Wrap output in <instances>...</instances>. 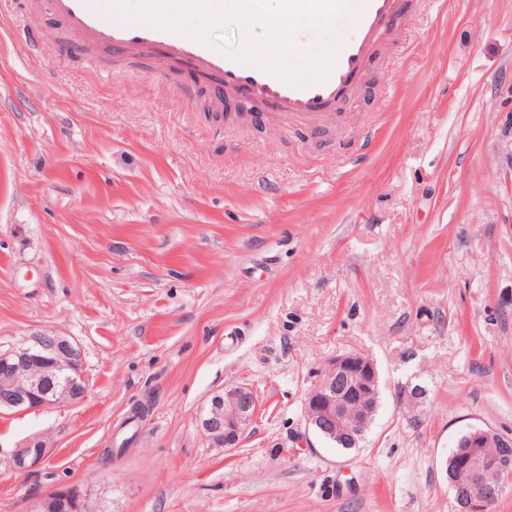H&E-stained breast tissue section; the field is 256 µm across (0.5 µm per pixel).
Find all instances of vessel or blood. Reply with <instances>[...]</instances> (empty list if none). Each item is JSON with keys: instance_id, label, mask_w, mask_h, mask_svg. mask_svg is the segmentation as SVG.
I'll return each mask as SVG.
<instances>
[{"instance_id": "1", "label": "vessel or blood", "mask_w": 512, "mask_h": 512, "mask_svg": "<svg viewBox=\"0 0 512 512\" xmlns=\"http://www.w3.org/2000/svg\"><path fill=\"white\" fill-rule=\"evenodd\" d=\"M358 3L360 14L344 37L326 80L300 87L258 66L238 63L213 45L122 18L104 0H45L47 8L67 26L66 52L88 59L100 50L120 57L151 52L166 66H188L209 79L215 93L225 96L236 111L259 109L312 125L336 112L378 52L404 39L400 21L411 11L412 0Z\"/></svg>"}]
</instances>
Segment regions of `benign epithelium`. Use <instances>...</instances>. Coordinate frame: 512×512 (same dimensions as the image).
I'll list each match as a JSON object with an SVG mask.
<instances>
[{"instance_id": "1", "label": "benign epithelium", "mask_w": 512, "mask_h": 512, "mask_svg": "<svg viewBox=\"0 0 512 512\" xmlns=\"http://www.w3.org/2000/svg\"><path fill=\"white\" fill-rule=\"evenodd\" d=\"M376 364L369 357L350 352L336 356L325 367L305 399L308 426L325 437L355 442L369 427L378 405ZM86 394L82 353L78 344L56 333H40L20 345L0 351V413L80 403ZM401 401L417 409L427 391L415 384L401 390ZM258 401L253 391L237 386L214 394L199 420L202 431L216 448L237 445L242 431L255 418ZM469 448L490 443L507 449L512 439L493 430L472 427ZM47 444L33 440L14 450V469L25 471L40 464ZM466 486H457L456 512H488L489 507L512 490V458L508 453L468 456L463 464ZM39 512H96L72 488L57 491L40 503Z\"/></svg>"}]
</instances>
